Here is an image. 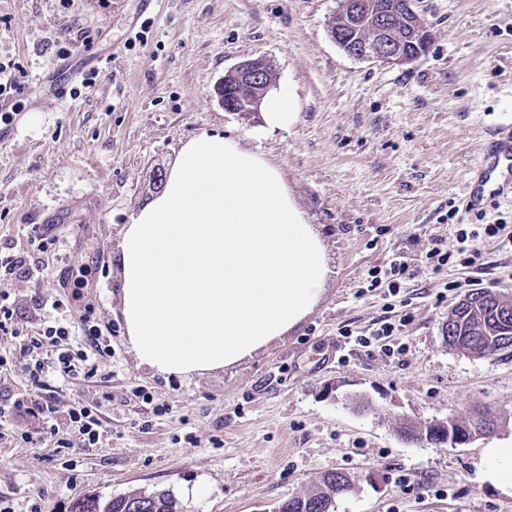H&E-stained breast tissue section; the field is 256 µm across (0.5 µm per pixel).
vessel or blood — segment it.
I'll list each match as a JSON object with an SVG mask.
<instances>
[{
  "instance_id": "obj_1",
  "label": "vessel or blood",
  "mask_w": 512,
  "mask_h": 512,
  "mask_svg": "<svg viewBox=\"0 0 512 512\" xmlns=\"http://www.w3.org/2000/svg\"><path fill=\"white\" fill-rule=\"evenodd\" d=\"M512 187V134L501 136L484 152L477 173L468 180L463 197L466 208L482 212L498 193Z\"/></svg>"
}]
</instances>
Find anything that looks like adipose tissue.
Masks as SVG:
<instances>
[{
	"instance_id": "1",
	"label": "adipose tissue",
	"mask_w": 512,
	"mask_h": 512,
	"mask_svg": "<svg viewBox=\"0 0 512 512\" xmlns=\"http://www.w3.org/2000/svg\"><path fill=\"white\" fill-rule=\"evenodd\" d=\"M119 311L139 364L186 377L252 356L322 298L327 253L280 171L234 137L180 148L164 190L124 225ZM478 475L512 496V444Z\"/></svg>"
}]
</instances>
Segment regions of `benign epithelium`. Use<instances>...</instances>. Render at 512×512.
I'll return each instance as SVG.
<instances>
[{
  "label": "benign epithelium",
  "mask_w": 512,
  "mask_h": 512,
  "mask_svg": "<svg viewBox=\"0 0 512 512\" xmlns=\"http://www.w3.org/2000/svg\"><path fill=\"white\" fill-rule=\"evenodd\" d=\"M338 13L346 28L362 27L371 35L352 45L341 35V29L330 26L332 39L350 56L357 59L401 64L412 59L403 40L394 37L388 28L386 16L374 11L371 0H341ZM275 80L270 65L263 58L249 59L229 69L216 87V94L224 109L240 115L259 112L266 93Z\"/></svg>",
  "instance_id": "obj_1"
}]
</instances>
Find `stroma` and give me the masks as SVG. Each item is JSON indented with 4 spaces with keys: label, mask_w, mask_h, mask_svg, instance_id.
<instances>
[{
    "label": "stroma",
    "mask_w": 512,
    "mask_h": 512,
    "mask_svg": "<svg viewBox=\"0 0 512 512\" xmlns=\"http://www.w3.org/2000/svg\"><path fill=\"white\" fill-rule=\"evenodd\" d=\"M339 6L0 0V66L17 80L0 94L13 114L0 145V256L38 271L0 291L20 334L42 330L35 300L49 295L62 319L89 314L112 344L111 373L50 385L63 411L112 395L103 444L79 449L80 472L48 462L49 445L0 438V497L15 512L37 496L47 512H71L89 495L156 489L183 512H273L331 471L354 482L335 512H512V497L477 477L483 448L512 439V353L464 355L442 332L469 293L512 298V241L475 238L479 265L421 272L391 297L366 288L394 257L416 266L435 244L456 251L458 225H512L511 195L480 215L462 204L494 133L512 127V0H415L430 43L401 65L346 54L329 33ZM258 57L289 92L298 120L288 129L266 131L261 115L226 111L215 94L227 70ZM68 67L95 78L65 79ZM214 133L281 170L325 242L329 274L288 336L224 369L168 379L129 349L114 256L154 196V171ZM402 317L404 354L357 344ZM477 405L498 420L489 436L451 446L398 434L403 419L461 420Z\"/></svg>",
    "instance_id": "obj_1"
}]
</instances>
